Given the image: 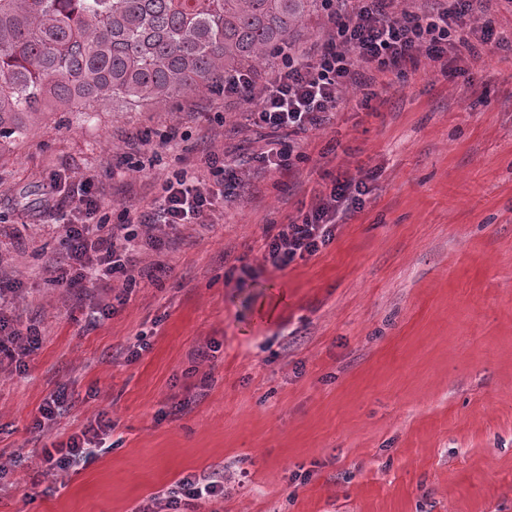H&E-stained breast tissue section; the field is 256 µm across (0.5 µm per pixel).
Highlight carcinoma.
I'll return each mask as SVG.
<instances>
[{"label": "carcinoma", "mask_w": 512, "mask_h": 512, "mask_svg": "<svg viewBox=\"0 0 512 512\" xmlns=\"http://www.w3.org/2000/svg\"><path fill=\"white\" fill-rule=\"evenodd\" d=\"M324 0H0V138L42 112L163 108L258 68Z\"/></svg>", "instance_id": "carcinoma-1"}]
</instances>
